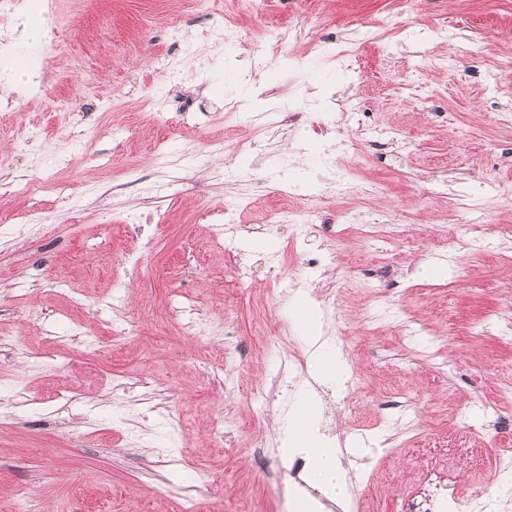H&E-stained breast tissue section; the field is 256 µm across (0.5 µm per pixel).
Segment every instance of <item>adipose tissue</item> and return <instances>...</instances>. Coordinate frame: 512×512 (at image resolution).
Returning <instances> with one entry per match:
<instances>
[{
	"label": "adipose tissue",
	"mask_w": 512,
	"mask_h": 512,
	"mask_svg": "<svg viewBox=\"0 0 512 512\" xmlns=\"http://www.w3.org/2000/svg\"><path fill=\"white\" fill-rule=\"evenodd\" d=\"M316 410L312 402L301 404L298 413L284 419L282 452L286 457H303L310 468V476L320 497L305 495L295 503L296 512H321V497L341 501L348 495L345 473L339 462V451L314 429L312 420Z\"/></svg>",
	"instance_id": "ef3b65f1"
}]
</instances>
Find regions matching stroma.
I'll return each instance as SVG.
<instances>
[{
	"instance_id": "stroma-1",
	"label": "stroma",
	"mask_w": 512,
	"mask_h": 512,
	"mask_svg": "<svg viewBox=\"0 0 512 512\" xmlns=\"http://www.w3.org/2000/svg\"><path fill=\"white\" fill-rule=\"evenodd\" d=\"M43 3L0 0L12 41L0 71L32 77L24 94L0 90V213L30 217L23 235L0 228V255L24 256L0 270V324L21 338L0 346V508L23 496L31 512H183L193 496L292 512L307 473L284 460L281 426L309 386L350 476L328 512H455L479 482L486 512H512V438L475 463L448 459L449 442L478 449L512 426V402L495 400L512 379L499 334L512 319V0H266L257 15L239 0H57L27 45L20 18ZM390 14L408 25L356 57L314 49ZM478 38L484 53L467 54ZM245 139L246 176L227 178ZM343 139L357 150L339 151ZM37 176L56 184L14 192ZM314 202L304 233L263 220ZM228 205L236 221L216 235L207 214ZM46 224L60 234L43 239ZM459 224L479 247L443 249ZM376 282L401 317L368 330ZM76 294L112 308L96 315ZM302 303L319 309L344 378H319ZM77 330L95 347L68 343ZM389 400L411 422L383 423Z\"/></svg>"
}]
</instances>
